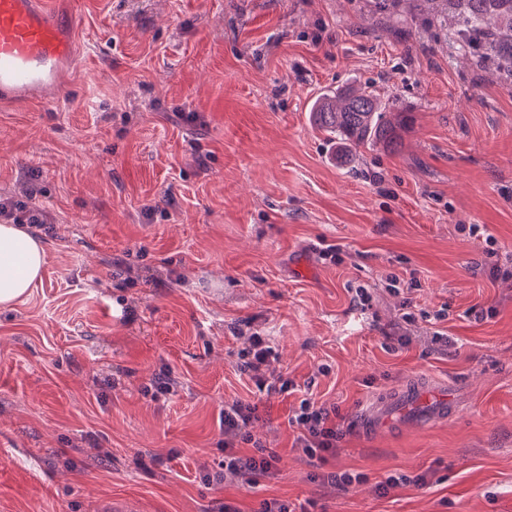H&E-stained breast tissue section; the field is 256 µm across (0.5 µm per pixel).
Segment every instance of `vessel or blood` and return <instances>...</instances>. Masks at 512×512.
I'll return each instance as SVG.
<instances>
[{"mask_svg": "<svg viewBox=\"0 0 512 512\" xmlns=\"http://www.w3.org/2000/svg\"><path fill=\"white\" fill-rule=\"evenodd\" d=\"M75 16L53 10L50 0H0V103L40 101L60 88L63 68L76 50ZM425 382L372 402L361 424L377 431L389 426L398 407L423 401Z\"/></svg>", "mask_w": 512, "mask_h": 512, "instance_id": "obj_1", "label": "vessel or blood"}]
</instances>
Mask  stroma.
<instances>
[{"label":"stroma","mask_w":512,"mask_h":512,"mask_svg":"<svg viewBox=\"0 0 512 512\" xmlns=\"http://www.w3.org/2000/svg\"><path fill=\"white\" fill-rule=\"evenodd\" d=\"M61 4L79 36L61 91L0 106V196L35 190L57 223L38 234L40 281L0 307V512H211L224 497L243 512L271 497L310 512H512V90L370 0ZM347 81L410 122L396 148L344 165L309 109ZM119 259L154 281H123ZM163 259L181 282L157 281ZM391 274L420 281L396 349L406 310ZM241 331L267 336L298 386L258 408L278 461L253 491L205 486L197 469L223 458L225 402L254 397L235 368ZM164 366L182 389L144 398ZM418 379L456 414L400 408L395 429L357 427L324 464L294 448L301 399L357 421ZM95 443L110 460L88 455ZM331 471L361 480L322 486ZM424 472L426 486L376 490Z\"/></svg>","instance_id":"35a3bbf8"}]
</instances>
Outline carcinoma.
Returning a JSON list of instances; mask_svg holds the SVG:
<instances>
[{"label":"carcinoma","instance_id":"1","mask_svg":"<svg viewBox=\"0 0 512 512\" xmlns=\"http://www.w3.org/2000/svg\"><path fill=\"white\" fill-rule=\"evenodd\" d=\"M378 13L406 10L420 26L436 28L448 53L477 69L491 67L512 87V0H372ZM311 120L353 156L357 150L397 145L408 116L390 111L389 101L369 86L346 84L322 94Z\"/></svg>","mask_w":512,"mask_h":512}]
</instances>
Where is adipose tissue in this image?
Wrapping results in <instances>:
<instances>
[{
  "label": "adipose tissue",
  "instance_id": "obj_1",
  "mask_svg": "<svg viewBox=\"0 0 512 512\" xmlns=\"http://www.w3.org/2000/svg\"><path fill=\"white\" fill-rule=\"evenodd\" d=\"M42 243L21 226L0 224V307L26 297L44 265Z\"/></svg>",
  "mask_w": 512,
  "mask_h": 512
}]
</instances>
